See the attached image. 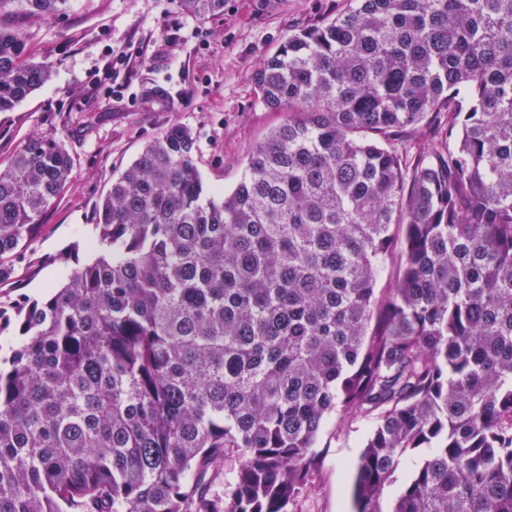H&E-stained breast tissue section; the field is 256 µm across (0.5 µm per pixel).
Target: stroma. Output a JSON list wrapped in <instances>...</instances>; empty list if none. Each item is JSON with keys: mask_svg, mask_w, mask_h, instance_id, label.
<instances>
[{"mask_svg": "<svg viewBox=\"0 0 512 512\" xmlns=\"http://www.w3.org/2000/svg\"><path fill=\"white\" fill-rule=\"evenodd\" d=\"M348 0H224L221 15L200 20L174 0H69L65 15L0 21L28 34L31 56L49 63L51 81L0 113V165L34 135L66 145L70 186L49 209L42 233L0 285V302L41 297L62 282L55 255L96 238L94 208L147 141L172 122L196 138L195 163L207 191L234 187L245 163L285 115L260 103L253 76L288 38L345 9ZM368 420L332 414L316 447L325 453L319 482L301 512H356V461Z\"/></svg>", "mask_w": 512, "mask_h": 512, "instance_id": "1", "label": "stroma"}]
</instances>
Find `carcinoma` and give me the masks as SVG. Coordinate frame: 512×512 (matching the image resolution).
Segmentation results:
<instances>
[{
  "instance_id": "cac0c4a2",
  "label": "carcinoma",
  "mask_w": 512,
  "mask_h": 512,
  "mask_svg": "<svg viewBox=\"0 0 512 512\" xmlns=\"http://www.w3.org/2000/svg\"><path fill=\"white\" fill-rule=\"evenodd\" d=\"M51 76L0 25V112ZM254 84L288 118L233 189L205 192L174 121L97 204L94 257L0 304L17 337L0 354V512H297L336 411L374 420L356 512H512V0H349ZM430 119L410 165L400 135ZM70 175L52 137L0 168V284ZM409 452L423 459L386 508Z\"/></svg>"
}]
</instances>
